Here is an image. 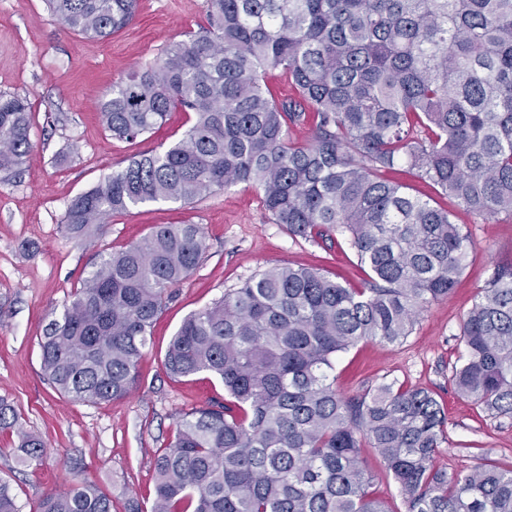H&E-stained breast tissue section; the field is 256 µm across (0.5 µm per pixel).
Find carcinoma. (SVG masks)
Instances as JSON below:
<instances>
[{
    "instance_id": "cac0c4a2",
    "label": "carcinoma",
    "mask_w": 512,
    "mask_h": 512,
    "mask_svg": "<svg viewBox=\"0 0 512 512\" xmlns=\"http://www.w3.org/2000/svg\"><path fill=\"white\" fill-rule=\"evenodd\" d=\"M61 25L106 40L139 0H48ZM207 25L164 46L99 105L112 137L152 132L173 111L183 137L139 154L69 203L63 223L87 242L147 203H192L246 184L294 238L349 240L367 278L269 267L189 314L163 366L208 373L222 402L194 407L154 460L151 512H389L371 491L376 449L406 512H512V469L434 466L446 414L426 389L382 383L345 396L336 356L364 339L401 343L452 292L470 241L452 212L412 193L397 168L490 222L512 216V0H206ZM281 70L293 94L265 82ZM309 122L298 144L290 129ZM30 105L0 94V172L29 156ZM207 245L200 225L158 224L102 258L40 337L48 383L77 402L130 394L151 328ZM449 381L495 417H512V264L499 266L463 320ZM18 460L46 453L0 399ZM0 512H18L0 480ZM35 512H112L79 480Z\"/></svg>"
}]
</instances>
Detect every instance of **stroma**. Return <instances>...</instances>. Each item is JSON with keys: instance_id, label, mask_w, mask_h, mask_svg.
<instances>
[{"instance_id": "1", "label": "stroma", "mask_w": 512, "mask_h": 512, "mask_svg": "<svg viewBox=\"0 0 512 512\" xmlns=\"http://www.w3.org/2000/svg\"><path fill=\"white\" fill-rule=\"evenodd\" d=\"M205 22V0H141L128 28L93 41L65 30L44 0H0V93L27 98L33 145L21 172L0 174V399L47 444L40 461L21 466L15 435L0 432V480L10 484L20 512H34L45 494L78 479L109 495L115 512L132 504L150 512L154 458L172 440L177 419L224 398L223 384L209 374L180 380L166 374L164 353L183 320L271 266L317 268L353 283L365 277L344 236L293 239L273 223L258 191L242 184L190 204L131 208L89 245L71 238L63 216L76 195L131 157L171 146L189 125L187 114L174 112L143 138L117 140L101 124L99 101L168 42ZM455 221L470 238L469 265L456 288L426 308L403 343L362 341L340 354L336 384L349 396L382 383L427 388L448 418L437 468L465 471L485 458L512 469V418L488 416L449 382L464 315L493 269L512 264V217L483 223L460 210ZM184 222L201 225L207 250L156 320L136 388L101 404L61 396L42 374L45 326L61 316L102 256L154 225Z\"/></svg>"}]
</instances>
